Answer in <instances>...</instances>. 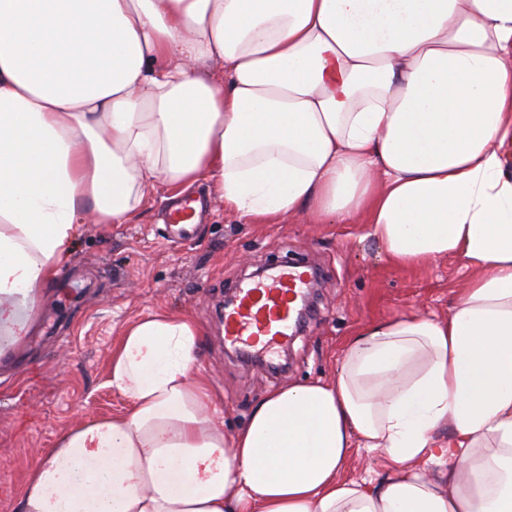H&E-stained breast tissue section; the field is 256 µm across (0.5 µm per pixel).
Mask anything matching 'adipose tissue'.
Masks as SVG:
<instances>
[{
    "instance_id": "adipose-tissue-1",
    "label": "adipose tissue",
    "mask_w": 512,
    "mask_h": 512,
    "mask_svg": "<svg viewBox=\"0 0 512 512\" xmlns=\"http://www.w3.org/2000/svg\"><path fill=\"white\" fill-rule=\"evenodd\" d=\"M202 180L253 223L361 215L393 264L471 277L230 438L202 324L148 312L108 360L126 411L65 428L17 512H512V0H0V351L82 224ZM356 448L388 473L342 479Z\"/></svg>"
}]
</instances>
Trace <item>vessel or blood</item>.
I'll return each instance as SVG.
<instances>
[{
	"label": "vessel or blood",
	"instance_id": "b4317fda",
	"mask_svg": "<svg viewBox=\"0 0 512 512\" xmlns=\"http://www.w3.org/2000/svg\"><path fill=\"white\" fill-rule=\"evenodd\" d=\"M203 203L182 197L167 215L171 239L184 243L198 228ZM307 289L302 266L286 261L271 273L236 293V301L224 310V343L244 355L271 353L288 345L296 333L295 304Z\"/></svg>",
	"mask_w": 512,
	"mask_h": 512
}]
</instances>
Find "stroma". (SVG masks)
Wrapping results in <instances>:
<instances>
[{
    "label": "stroma",
    "mask_w": 512,
    "mask_h": 512,
    "mask_svg": "<svg viewBox=\"0 0 512 512\" xmlns=\"http://www.w3.org/2000/svg\"><path fill=\"white\" fill-rule=\"evenodd\" d=\"M197 238L167 240L171 191L156 187L126 224H87L73 258L43 290L33 333L12 373L0 374V512H15L29 464L80 418L106 416L126 402L107 384V360L122 327L157 308L184 310L205 330L200 367L222 397L232 436L265 394L292 380L329 379L348 336L361 324L411 315H447L468 278L440 259L421 269L393 266L363 217L313 224L299 215L253 224L226 211L209 182ZM307 262L320 286L287 350L244 359L224 344L225 294L272 258Z\"/></svg>",
    "instance_id": "1"
}]
</instances>
